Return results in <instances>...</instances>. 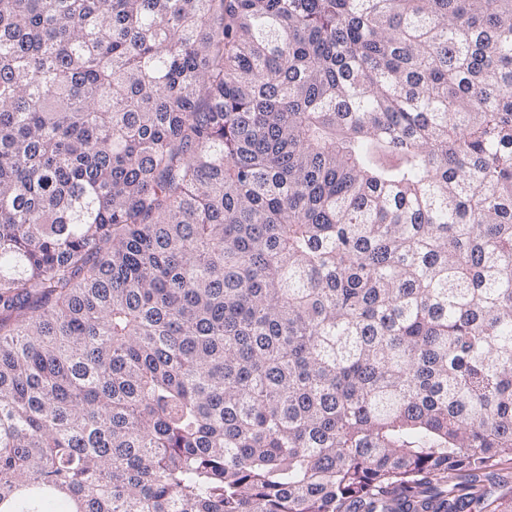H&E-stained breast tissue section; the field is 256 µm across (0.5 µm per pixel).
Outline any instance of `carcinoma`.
Returning a JSON list of instances; mask_svg holds the SVG:
<instances>
[{"instance_id":"1","label":"carcinoma","mask_w":512,"mask_h":512,"mask_svg":"<svg viewBox=\"0 0 512 512\" xmlns=\"http://www.w3.org/2000/svg\"><path fill=\"white\" fill-rule=\"evenodd\" d=\"M512 0H0V512H512Z\"/></svg>"}]
</instances>
